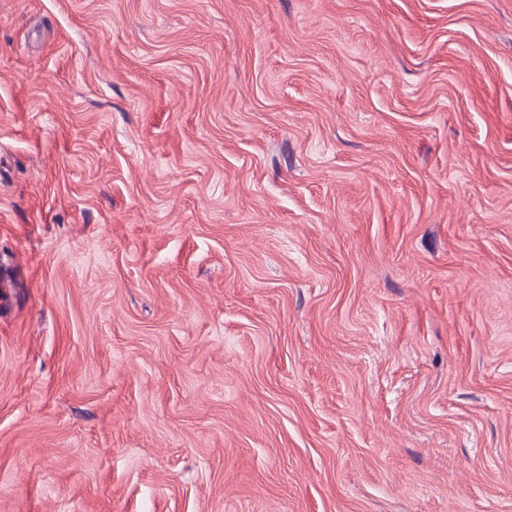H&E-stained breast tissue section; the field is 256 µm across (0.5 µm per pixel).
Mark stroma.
Masks as SVG:
<instances>
[{"instance_id":"1","label":"stroma","mask_w":512,"mask_h":512,"mask_svg":"<svg viewBox=\"0 0 512 512\" xmlns=\"http://www.w3.org/2000/svg\"><path fill=\"white\" fill-rule=\"evenodd\" d=\"M0 512H512V0H0Z\"/></svg>"}]
</instances>
